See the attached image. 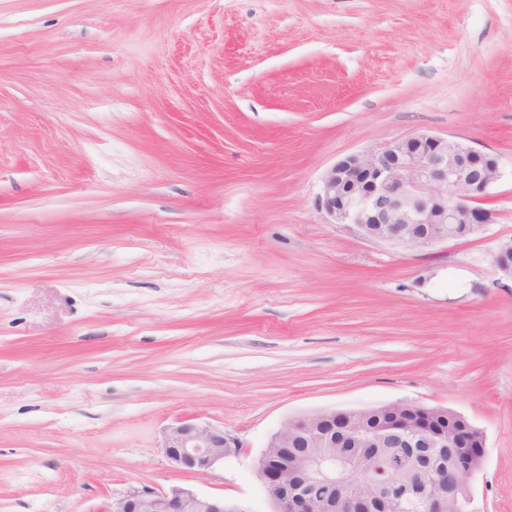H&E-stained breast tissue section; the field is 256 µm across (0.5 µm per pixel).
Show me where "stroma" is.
<instances>
[{
	"instance_id": "1",
	"label": "stroma",
	"mask_w": 512,
	"mask_h": 512,
	"mask_svg": "<svg viewBox=\"0 0 512 512\" xmlns=\"http://www.w3.org/2000/svg\"><path fill=\"white\" fill-rule=\"evenodd\" d=\"M420 131L498 157L492 224L416 248L317 205ZM512 0H0V512L184 487L269 512L288 421L397 401L487 441L512 512ZM239 451L173 468L163 431ZM237 438L224 428L193 419L178 421L164 431L165 457L177 469L208 473L224 463V458L240 448Z\"/></svg>"
}]
</instances>
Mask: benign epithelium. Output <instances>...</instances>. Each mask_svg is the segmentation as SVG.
<instances>
[{
	"mask_svg": "<svg viewBox=\"0 0 512 512\" xmlns=\"http://www.w3.org/2000/svg\"><path fill=\"white\" fill-rule=\"evenodd\" d=\"M501 177L497 156L469 144L418 132L389 140L377 149L351 154L324 175L318 196L320 210L334 224L353 226L365 239L414 247L460 240L493 223L483 207L491 186ZM512 276V240L496 257ZM395 420L368 425L371 409H324L288 422L273 433L257 459V477L270 512H474L471 480L486 461L485 445L472 447L470 421L442 407L413 402L387 404ZM354 420L361 437L393 448L410 449L403 463L404 481L381 477L354 494L341 491V477L363 468L339 447L336 418ZM325 425L318 446L297 457L296 466L309 479L288 484V443ZM162 448L177 469L208 473L240 448L224 429L193 419L166 428ZM453 453L451 467L437 468L434 449ZM328 488L325 494L316 487ZM106 512H248L241 504L173 487L157 491L134 487L112 496Z\"/></svg>",
	"mask_w": 512,
	"mask_h": 512,
	"instance_id": "benign-epithelium-1",
	"label": "benign epithelium"
}]
</instances>
